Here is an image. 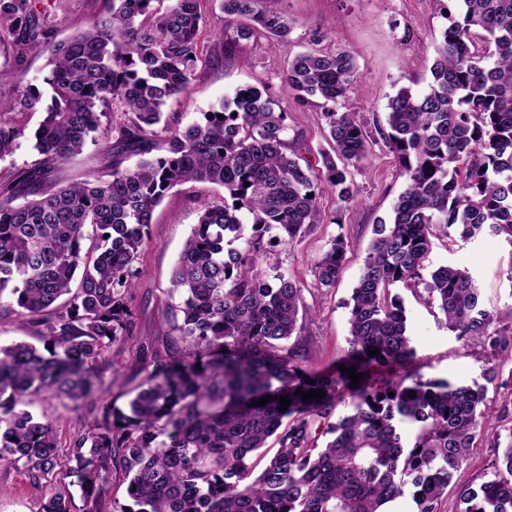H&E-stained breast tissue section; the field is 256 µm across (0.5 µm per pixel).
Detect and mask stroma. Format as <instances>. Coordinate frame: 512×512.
<instances>
[{
	"label": "stroma",
	"mask_w": 512,
	"mask_h": 512,
	"mask_svg": "<svg viewBox=\"0 0 512 512\" xmlns=\"http://www.w3.org/2000/svg\"><path fill=\"white\" fill-rule=\"evenodd\" d=\"M108 4L109 0H36L49 38L55 42L91 28ZM281 7L292 23L288 49H270L265 39L256 38L239 41L228 55L222 37L232 34L238 21L224 17L219 0H204L205 25L200 35L203 60L188 92L169 100L164 112L169 124L186 125L203 120L206 112L239 88L264 89L286 112L289 139L308 146L305 159L317 170L321 167L320 151L329 147L323 109L319 99L302 103L284 89L288 60L312 48L345 51L354 57L356 78L339 109L358 113L375 134L363 171L353 175L358 199L341 206L331 192L321 193L317 204L322 224L297 242L274 244L258 263L265 273L283 272L300 283L309 315L288 344L304 353L308 367L322 369L334 364L347 347V303L362 272L372 227L377 219L390 214L405 188L393 153L376 131L385 123L388 98L400 87H427L429 67L445 21L430 0H283ZM49 70L43 48H34L20 64L0 46V95L11 96L28 85L44 88ZM222 195V188L187 183L172 190L153 211L148 238L136 264L138 275L131 302L137 323L135 341L130 347L112 346L107 354L106 383L100 393L102 399L119 409H126L130 390L144 379L136 368L137 354L148 358L165 354L177 339L176 321L169 314L172 301L167 294L172 269L201 207ZM339 234L349 241L350 249L336 285L315 288L313 262ZM430 262L470 268L479 277L489 309L499 311L512 304V281L506 277L512 266V252L500 238L486 235L450 248L436 246ZM399 294L417 351L416 364L425 377L459 384L482 381L489 366L482 347L459 342L442 327L437 320L438 310L428 303L424 290L403 288ZM32 411L52 424L64 447L74 434L95 421L89 404L77 402L64 407L49 396L36 402ZM44 492V483L34 482L23 470L0 465V512H32Z\"/></svg>",
	"instance_id": "obj_1"
}]
</instances>
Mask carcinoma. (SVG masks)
Instances as JSON below:
<instances>
[{"instance_id": "carcinoma-1", "label": "carcinoma", "mask_w": 512, "mask_h": 512, "mask_svg": "<svg viewBox=\"0 0 512 512\" xmlns=\"http://www.w3.org/2000/svg\"><path fill=\"white\" fill-rule=\"evenodd\" d=\"M33 2L0 0V32L17 61L43 44L52 65L49 104L35 87L0 97L1 112L43 109L31 134L0 118V158L26 137L42 156L11 173L0 192V316L39 323L43 347L0 345V461L38 481L65 470L77 478L82 512H103L116 467L134 504L117 512H384L408 485L416 512H447L450 498L455 512H512V431L504 445L492 434L485 480L459 478L491 426L485 387L410 369L416 350L393 292L424 286L456 339L481 344L494 359L512 356V307L484 309L468 268L427 265L435 244L448 245L453 234L468 241L488 232L512 248V0H433L447 23L432 81L388 99L379 134L406 188L389 218L373 225L353 289L338 364L363 374L356 387L338 368L309 369L284 345L298 330L302 288L257 269L265 235L292 244L321 223L322 188L342 203L358 195L350 169L366 159L372 135L356 113L336 111L355 78L354 59L307 50L284 75L296 98L321 100L332 151L319 152V178L288 144L286 113L256 87L236 91L202 122H162V108L189 88L201 62L203 0H170L162 13L156 0H110L93 28L56 43ZM280 2L220 0L225 16L244 20L227 53L258 34L272 48L287 46L291 24ZM89 141L108 178L49 184L55 166ZM132 156L136 163L124 165ZM187 182L219 186L224 198L204 204L172 273L179 342L141 367L129 413L102 403L95 424L63 452L53 427L27 407L46 394L66 407L103 388L91 363L133 340L135 263L152 212ZM247 217L253 234L245 240ZM241 239L244 246H233ZM347 247L341 235L330 241L313 266L315 287L336 285ZM311 389L323 397L302 399ZM346 398L349 413L330 421ZM401 422L418 426L410 448ZM273 436L279 448L257 472L248 457ZM75 510L73 496L53 488L37 506Z\"/></svg>"}]
</instances>
